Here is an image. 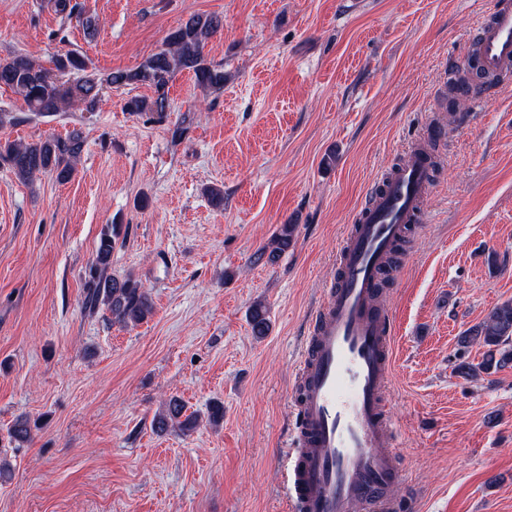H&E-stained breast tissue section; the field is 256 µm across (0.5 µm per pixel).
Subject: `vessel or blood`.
Returning <instances> with one entry per match:
<instances>
[{
  "instance_id": "obj_1",
  "label": "vessel or blood",
  "mask_w": 512,
  "mask_h": 512,
  "mask_svg": "<svg viewBox=\"0 0 512 512\" xmlns=\"http://www.w3.org/2000/svg\"><path fill=\"white\" fill-rule=\"evenodd\" d=\"M489 74L512 71V0L476 28ZM431 155L415 146L385 170L336 255L297 364L285 456L288 512H399L400 434L389 414L394 316L378 287L394 248L425 218Z\"/></svg>"
}]
</instances>
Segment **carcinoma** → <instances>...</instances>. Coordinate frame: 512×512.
Returning a JSON list of instances; mask_svg holds the SVG:
<instances>
[{
    "mask_svg": "<svg viewBox=\"0 0 512 512\" xmlns=\"http://www.w3.org/2000/svg\"><path fill=\"white\" fill-rule=\"evenodd\" d=\"M47 7L62 20L80 17L79 4L73 0H47ZM221 21L211 15H195L184 25L171 32L165 40V48L130 71L111 72L102 77L88 74L84 56L77 50L58 53L51 58L53 69L49 70L24 54H14L0 60V86L4 85L23 96L29 111L36 116H51L62 111L74 101H82L93 108L98 102L102 86L120 88L133 84H144L154 89V97L133 96L125 107L130 112H164L169 107L166 87L175 73L189 70L198 84L204 88H224V71L207 63L203 50L206 42L219 29ZM74 71L84 72L76 83L63 88L58 78ZM473 79H481L487 86L497 84V79L486 77L478 71L474 61L463 68V76L457 79L451 92ZM84 140L74 130L66 137L51 136L32 144L0 143V158L9 165L21 180L28 181L41 173L55 175L60 182L70 179L74 164L83 150ZM121 225H112V231L104 233L99 240L96 257L90 267L88 292L85 306L108 312L112 321L124 326L142 323L153 311L147 289L132 277L118 279L108 274L112 251ZM297 225L281 224L269 242L260 250L257 259H266L273 264L293 245ZM253 335L268 334L270 322L267 310L260 304L250 312ZM459 343L464 346L479 345L485 348L482 361L474 366L467 362L458 364L455 371L467 379L480 374H490L512 365V301L493 306L481 323L464 332ZM155 427L165 431L176 427L184 433L194 430L198 417L185 414V405L177 397L164 400L154 420ZM32 427L26 417L17 418L11 428L10 437L15 442L31 439Z\"/></svg>",
    "mask_w": 512,
    "mask_h": 512,
    "instance_id": "obj_1",
    "label": "carcinoma"
}]
</instances>
